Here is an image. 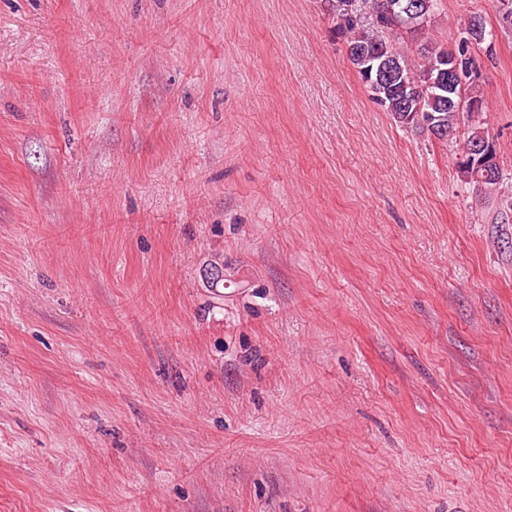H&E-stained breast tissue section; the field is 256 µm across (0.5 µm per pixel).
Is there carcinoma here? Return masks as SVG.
<instances>
[{
	"instance_id": "1",
	"label": "carcinoma",
	"mask_w": 512,
	"mask_h": 512,
	"mask_svg": "<svg viewBox=\"0 0 512 512\" xmlns=\"http://www.w3.org/2000/svg\"><path fill=\"white\" fill-rule=\"evenodd\" d=\"M392 0H325L332 17L334 30L345 38L347 54L360 79L370 92L371 99L405 128L421 133L428 129L417 121V116L428 115L437 130L436 140L456 146L455 157L470 151L472 145L490 138L488 129L467 111L468 106L484 107V99L475 80L474 60L470 53L459 52V69L468 73L463 81L462 104L422 93L417 88L434 80L440 58L447 49L427 42L421 45L413 64L394 44L402 33H415L390 13ZM478 24L485 29V40L477 47L492 51L494 32L488 28L480 13L469 16L466 25ZM459 180L483 191L495 192L503 182L504 172L496 167L487 177L483 173L455 162Z\"/></svg>"
}]
</instances>
